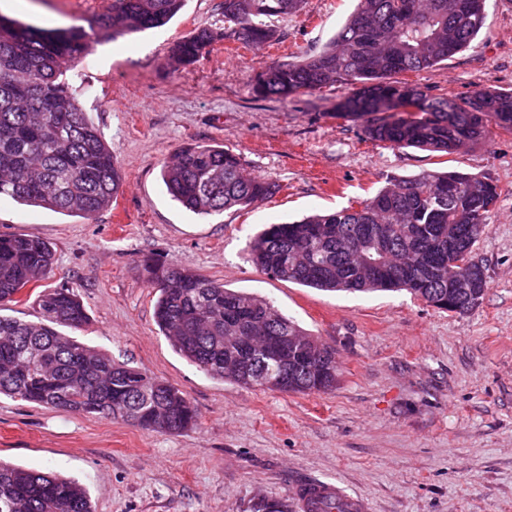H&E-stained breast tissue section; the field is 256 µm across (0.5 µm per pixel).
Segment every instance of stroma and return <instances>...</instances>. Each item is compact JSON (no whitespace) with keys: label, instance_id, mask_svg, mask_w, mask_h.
<instances>
[{"label":"stroma","instance_id":"stroma-1","mask_svg":"<svg viewBox=\"0 0 512 512\" xmlns=\"http://www.w3.org/2000/svg\"><path fill=\"white\" fill-rule=\"evenodd\" d=\"M112 0H23L9 18L65 28ZM223 0H187L165 26L94 44L67 76L123 174L112 208L68 216L0 199V234L51 243L54 270L0 311L36 320L42 291L76 288L90 321L78 339L168 381L196 409L195 428L150 432L123 421L0 397V459L80 481L96 512H250L308 482H332L365 512H512V133L450 155L501 195L473 258L487 290L464 313L409 292H325L269 279L247 245L263 225L372 197L387 181L439 169L440 157L366 140L337 116L331 85L277 100L255 74L320 52L356 0H305L272 18L279 45L208 48L175 67L172 44L224 25ZM411 79L431 94L512 89V0H487L476 40ZM224 145L278 192L248 211L203 216L168 194L161 166L187 145ZM161 254L226 288L271 300L336 350L332 390L284 394L210 378L172 349L153 321L141 261Z\"/></svg>","mask_w":512,"mask_h":512}]
</instances>
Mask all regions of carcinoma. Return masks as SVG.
<instances>
[{
  "mask_svg": "<svg viewBox=\"0 0 512 512\" xmlns=\"http://www.w3.org/2000/svg\"><path fill=\"white\" fill-rule=\"evenodd\" d=\"M185 0H112V10L85 27L45 30L0 17V197L70 216L112 206L122 175L112 149L81 110L66 65L101 40L158 28ZM304 0H224V28H201L174 44L176 65L193 63L219 41L261 47L278 41L268 23L302 10ZM486 0H358L356 10L317 54L258 73L260 97L286 100L332 83L353 87L337 114L363 121L371 141L447 155L482 144L496 126L512 131V91L481 88L462 97L432 95L405 75L432 69L470 46L484 25ZM163 182L187 210L211 215L245 210L278 186L246 173L219 145H187L166 164ZM500 190L457 170L388 182L355 206L270 224L249 243L268 277L325 291L405 289L432 307L464 314L486 290L448 287L460 251L488 227ZM51 246L0 235V306L52 270ZM158 292L154 320L174 351L209 377L284 393L332 389L336 352L275 305L224 287L159 255L142 260ZM40 320L0 314V396L82 415L121 419L145 430L185 432L197 424L187 396L146 371L118 362L71 335L89 320L74 288L38 295ZM290 336L280 356L247 355L245 338ZM0 512H94L87 488L52 471L0 460Z\"/></svg>",
  "mask_w": 512,
  "mask_h": 512,
  "instance_id": "obj_1",
  "label": "carcinoma"
}]
</instances>
